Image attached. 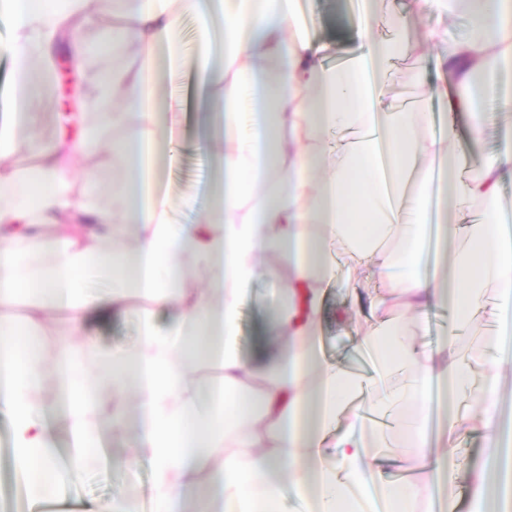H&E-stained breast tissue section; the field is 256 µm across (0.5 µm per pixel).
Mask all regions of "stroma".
<instances>
[{
    "mask_svg": "<svg viewBox=\"0 0 512 512\" xmlns=\"http://www.w3.org/2000/svg\"><path fill=\"white\" fill-rule=\"evenodd\" d=\"M350 0H300V15L306 21L308 32L316 45L322 46L325 65H335L337 58L346 56L358 45V19L349 7ZM434 27L448 32L449 40L464 38L469 31L465 12L447 17L427 9H420L411 17L410 48L395 59L384 76L389 92L397 93L420 80L427 84L437 78L434 60L443 54L441 44H429L425 33ZM158 100L168 122L181 127L182 136L163 160V188L174 203L188 198L196 199L198 207H205L207 190L214 176V150L203 140L195 124L197 105L196 76L191 67L162 70L158 84ZM479 115L466 112L456 117L451 151L457 157L455 174L469 179L487 159L512 151V113L492 111L486 99H479ZM64 97L48 92L38 105L37 137L46 143L56 140L61 128L59 113L64 112ZM67 130L69 138H77L78 126ZM289 272L274 266L264 271L253 283L247 302L242 308L239 322L238 345L246 358H254L259 351L266 329L274 312L287 300L285 285ZM357 305L355 294L343 289L329 288L325 297L318 334L322 352L327 359L350 363L354 354L351 342L354 324L337 322L338 310ZM390 315L399 329L400 341L433 347L447 335L452 322L448 310L436 308L428 316L392 303ZM85 332L93 336L104 350L132 346L140 334L136 317L115 314L103 309L90 312L84 320ZM454 409L463 420L449 453L456 464L455 512H477L475 483L484 462L486 434L478 417L476 402L469 395L456 397ZM129 433L125 428L102 426L99 447L92 455L93 464L85 468L81 479L59 487V501L55 512H97L112 495L136 489L147 495L150 485L148 466L129 471L115 466L113 457L125 454ZM375 469L383 475L404 474L417 482L424 491L408 503L407 512H427L431 498L440 496L441 490L431 487L416 458L406 449L377 444L371 450Z\"/></svg>",
    "mask_w": 512,
    "mask_h": 512,
    "instance_id": "obj_1",
    "label": "stroma"
}]
</instances>
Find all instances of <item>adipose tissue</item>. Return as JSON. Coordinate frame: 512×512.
I'll use <instances>...</instances> for the list:
<instances>
[{"mask_svg":"<svg viewBox=\"0 0 512 512\" xmlns=\"http://www.w3.org/2000/svg\"><path fill=\"white\" fill-rule=\"evenodd\" d=\"M7 2L16 88L11 118L0 125V407L28 499H47L80 478L101 425L112 423L132 430L120 465L148 462L152 485L148 498L122 493L102 512H186L200 497L204 512H281L287 489L308 512H366L357 496L363 445L339 426L364 381L325 359L315 334L339 267L372 283L357 348L368 349L381 370L407 378L394 440L452 488L455 463L430 455L426 422L434 384L458 393L470 374L457 360L441 366L431 350L388 339L389 297L398 294L419 311L448 307L458 329H467L485 308L476 281L512 296V229L501 222L498 192L512 153L449 182L454 199L479 203V219L438 226L440 237L464 235L468 258L453 260L447 282L435 286L421 255L436 162L448 146L427 115L406 120L399 96L376 79L408 47L407 10H390L398 37L389 41L375 38V12L366 9L359 46L346 67L331 68L298 22L299 0H117V28L107 26L102 0ZM466 11V38L451 42L438 29L425 36L448 44L437 64L452 78L426 93L445 103L450 124L472 109L470 73L491 79L512 59V0H466ZM188 13L221 45L215 52L203 44L193 67L218 130L223 172L209 207L190 223L161 190L159 157L176 133L162 124L156 94L162 64L181 59L175 34ZM85 26L102 28L100 49L113 60L93 90L98 119L79 139L41 142L33 104L55 68L58 36ZM114 130L119 202L95 207L76 195L74 179L79 163L96 165L97 144ZM20 153L36 165H9ZM392 232L399 248L379 249L377 240ZM188 256L203 280L187 276ZM270 259L290 270L292 302L277 314L273 340L248 361L237 345L239 317ZM92 271L113 274L118 287L91 292L83 277ZM21 300L27 313L17 318L9 309ZM95 308L135 312L137 345L101 350L83 330ZM55 321L65 326L55 346L63 418L77 443L63 458L45 421L38 333ZM476 403L488 433L484 467L494 474L481 491L483 512H512L495 375ZM328 439L332 463L321 451Z\"/></svg>","mask_w":512,"mask_h":512,"instance_id":"adipose-tissue-1","label":"adipose tissue"}]
</instances>
